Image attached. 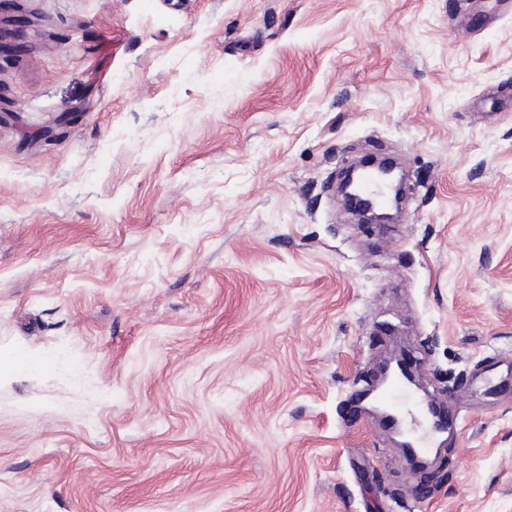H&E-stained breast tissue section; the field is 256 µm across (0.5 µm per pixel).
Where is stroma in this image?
I'll use <instances>...</instances> for the list:
<instances>
[{
    "label": "stroma",
    "instance_id": "1",
    "mask_svg": "<svg viewBox=\"0 0 512 512\" xmlns=\"http://www.w3.org/2000/svg\"><path fill=\"white\" fill-rule=\"evenodd\" d=\"M0 0V512H512V16ZM395 157L397 224L345 162ZM401 341L419 472L359 396ZM52 363L47 359L32 358L31 353L23 349H9L0 352V368L14 372L18 376L26 375L35 369H45Z\"/></svg>",
    "mask_w": 512,
    "mask_h": 512
}]
</instances>
